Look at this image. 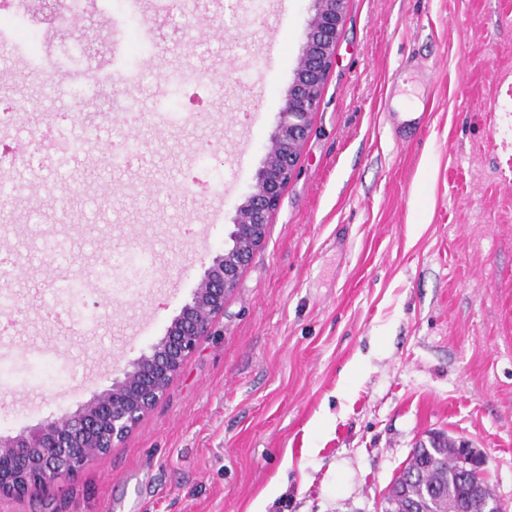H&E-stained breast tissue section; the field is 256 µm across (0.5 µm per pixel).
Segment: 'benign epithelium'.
Masks as SVG:
<instances>
[{
	"label": "benign epithelium",
	"instance_id": "obj_1",
	"mask_svg": "<svg viewBox=\"0 0 512 512\" xmlns=\"http://www.w3.org/2000/svg\"><path fill=\"white\" fill-rule=\"evenodd\" d=\"M309 18L294 77L284 95L280 119L255 180L237 206L228 238L241 244L232 256L220 250L203 271L191 299L181 308L165 336L120 369L111 384L79 407L51 417L16 435H0V497L21 500L36 492L50 494L76 479L104 448L91 442L104 434L109 447L122 442L164 395L184 361L195 351L224 301L237 288L242 270L265 238L283 188L294 177L301 148L311 132L345 19L347 0H309ZM457 448L455 470L463 479L486 471L484 452L464 437H448ZM405 477L390 483L382 512H416L398 502L407 496ZM470 499L481 512H503L496 492L475 482Z\"/></svg>",
	"mask_w": 512,
	"mask_h": 512
}]
</instances>
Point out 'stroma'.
Segmentation results:
<instances>
[{
	"label": "stroma",
	"mask_w": 512,
	"mask_h": 512,
	"mask_svg": "<svg viewBox=\"0 0 512 512\" xmlns=\"http://www.w3.org/2000/svg\"><path fill=\"white\" fill-rule=\"evenodd\" d=\"M308 0L201 6L194 55H137L149 82L204 72L217 96L113 115L57 173L20 167L0 209L13 298L0 435L75 410L164 336L224 246L293 80ZM68 85L0 76L52 135ZM407 92L426 129L396 138ZM65 244L63 257L47 243ZM471 439L512 512V0H348L298 171L224 313L128 437L51 495L0 512H378L416 442Z\"/></svg>",
	"instance_id": "obj_1"
}]
</instances>
